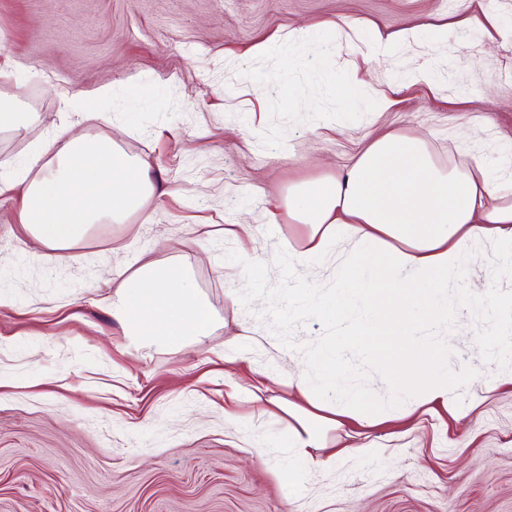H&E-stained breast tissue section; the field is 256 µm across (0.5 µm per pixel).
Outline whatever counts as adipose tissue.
Wrapping results in <instances>:
<instances>
[{
	"label": "adipose tissue",
	"instance_id": "ef3b65f1",
	"mask_svg": "<svg viewBox=\"0 0 512 512\" xmlns=\"http://www.w3.org/2000/svg\"><path fill=\"white\" fill-rule=\"evenodd\" d=\"M508 179L511 160L494 171L478 158L465 166H441L424 137L394 130L372 137L341 174L289 190V217L312 228L305 254H328L335 241L345 238L373 257L357 271L368 289L359 316L344 343L323 354L321 382L335 393L334 400L319 403L328 423L354 419L368 424L375 416L361 394L338 385L348 370L342 357L346 347L388 352L412 370L416 392L401 407L402 416L447 405V376L415 368L419 358L412 345L411 312L424 308L435 317L451 303L465 311L512 309V302L490 289L461 293L453 302L438 293L471 240L512 242V196L504 190ZM0 188L20 191L32 243L62 252L100 219L119 222L140 209L157 185L147 162L118 151L111 141L74 137L39 179L29 181L16 172L1 180ZM423 281L428 289H420ZM112 286V316L131 335L161 344L208 336L210 309L185 272L146 264ZM290 433L282 465L289 485L301 481L304 470L335 468L336 454L322 452L315 419L300 422Z\"/></svg>",
	"mask_w": 512,
	"mask_h": 512
}]
</instances>
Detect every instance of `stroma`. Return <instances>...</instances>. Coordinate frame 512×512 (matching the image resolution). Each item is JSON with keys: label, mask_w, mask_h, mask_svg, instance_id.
I'll return each mask as SVG.
<instances>
[{"label": "stroma", "mask_w": 512, "mask_h": 512, "mask_svg": "<svg viewBox=\"0 0 512 512\" xmlns=\"http://www.w3.org/2000/svg\"><path fill=\"white\" fill-rule=\"evenodd\" d=\"M339 15L365 52L420 34L356 70L325 26ZM270 37L272 52L248 55ZM2 56L0 99L24 125L0 128V173L38 177L67 130L145 160L162 188L62 259L27 242L20 193L0 194V512H512V348H471L493 321L480 312H412L416 349L445 348L459 417H399L390 402L412 382L358 351L350 379L383 415L318 424L327 446L358 447L334 471L292 488L278 470L311 408L288 373H321L319 346L345 335L342 310L363 294L326 262L289 259L311 227L290 221L288 189L390 129L424 136L442 164L512 155V0H0ZM380 88L396 109L379 111ZM472 251L448 273L449 299L476 284L511 299L512 245ZM147 263L189 272L208 336L154 344L113 319V280ZM465 373L500 384L476 396Z\"/></svg>", "instance_id": "1"}]
</instances>
